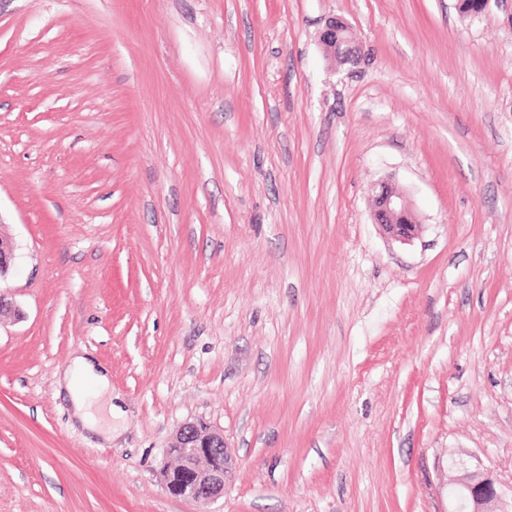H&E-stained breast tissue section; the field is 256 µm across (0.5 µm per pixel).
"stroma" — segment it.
<instances>
[{
	"instance_id": "stroma-1",
	"label": "stroma",
	"mask_w": 512,
	"mask_h": 512,
	"mask_svg": "<svg viewBox=\"0 0 512 512\" xmlns=\"http://www.w3.org/2000/svg\"><path fill=\"white\" fill-rule=\"evenodd\" d=\"M332 15L357 63L324 56ZM0 236V512L512 490V0H0ZM76 353L111 372V440L57 386ZM192 421L228 452L205 503L161 482ZM374 220L391 239L406 244L417 236L420 224L407 197L388 181L373 183Z\"/></svg>"
}]
</instances>
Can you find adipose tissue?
I'll use <instances>...</instances> for the list:
<instances>
[{
  "label": "adipose tissue",
  "instance_id": "obj_1",
  "mask_svg": "<svg viewBox=\"0 0 512 512\" xmlns=\"http://www.w3.org/2000/svg\"><path fill=\"white\" fill-rule=\"evenodd\" d=\"M59 383L69 391L74 417L104 436L112 434V417L119 408L112 402V382L107 372L84 357H74L61 373Z\"/></svg>",
  "mask_w": 512,
  "mask_h": 512
}]
</instances>
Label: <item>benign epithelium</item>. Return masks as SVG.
Wrapping results in <instances>:
<instances>
[{
  "mask_svg": "<svg viewBox=\"0 0 512 512\" xmlns=\"http://www.w3.org/2000/svg\"><path fill=\"white\" fill-rule=\"evenodd\" d=\"M320 42L325 56L343 64L356 62L361 49L352 36L349 25L340 18L326 21ZM369 192L375 202L374 220L391 239L406 244L417 236L420 224L407 197L391 183H373ZM14 258L12 243L0 238V276ZM226 451L224 435L197 422L182 426L168 454L175 465L162 474L165 491L173 497L195 502H207L224 494V474L227 461L216 456ZM457 488L454 512H512L508 503L487 473L465 471L449 480Z\"/></svg>",
  "mask_w": 512,
  "mask_h": 512,
  "instance_id": "7a95c632",
  "label": "benign epithelium"
}]
</instances>
